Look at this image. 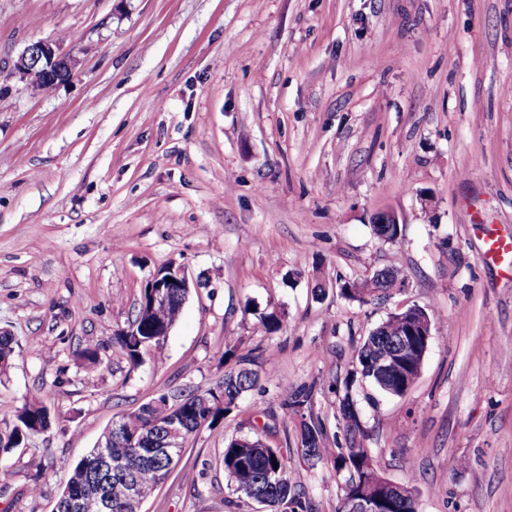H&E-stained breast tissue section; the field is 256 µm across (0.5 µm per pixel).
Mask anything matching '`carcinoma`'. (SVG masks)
<instances>
[{
    "label": "carcinoma",
    "mask_w": 512,
    "mask_h": 512,
    "mask_svg": "<svg viewBox=\"0 0 512 512\" xmlns=\"http://www.w3.org/2000/svg\"><path fill=\"white\" fill-rule=\"evenodd\" d=\"M373 229L377 237L385 242H394L400 235V223L385 224L379 213L374 216ZM401 281L400 270L392 267L374 273L361 283L346 281L339 288L344 297L366 303L387 299ZM187 295L186 290L181 292L171 288L167 303L153 309L149 288L142 290L134 319L112 336V345L121 350L130 366L141 365L147 354L152 355L153 362L161 361V349L167 340L162 332L174 326ZM427 322L430 331L428 340L420 338L405 348L402 347V340L409 335V324L396 316L387 317L360 344L352 376L344 380L343 386L333 388L335 394L341 395L344 445L327 447L326 429L311 412L313 386L302 384L286 391L281 397L283 417L298 424L296 442L302 456L311 461L331 460L336 471L343 473L344 501L356 499L362 493H375L382 481L376 465L366 464L367 449L363 445L365 430L351 397L354 378L371 382L386 395H405L415 381L405 377L404 371L422 366L425 347L432 346L434 341L436 321L429 316ZM14 345L11 334L0 332V375L7 374L10 368ZM384 351L397 353L401 359V364L386 374L377 367L378 354ZM262 355L258 348L245 353L239 352L236 347L228 348L222 353V358L235 361V368L225 372L219 384L205 390H189L173 397L160 394L143 404L139 411L121 416L112 429L104 433L103 442L110 447L112 458L122 461L124 475L135 484L140 500L150 498L167 479L168 460L155 448L164 439L165 427L176 425L186 439L203 427L212 432L218 430L221 420L237 410L242 396L260 387V373L252 365ZM57 421L59 417L51 413L43 401H25L17 411L8 435L0 436V450L18 447L29 438L46 433ZM90 459L88 455L72 467L53 512H72L70 499L78 492L79 480L84 475L81 467ZM222 465L237 493L269 507L270 512H280L283 506L289 512H312L310 497L304 486L293 477L281 449L268 445L260 434L255 432L225 441ZM103 491L111 502V512H130L126 505V484L123 479L111 477L105 480ZM394 503L396 508L391 512H419L416 495L410 488L406 496L395 499Z\"/></svg>",
    "instance_id": "obj_1"
}]
</instances>
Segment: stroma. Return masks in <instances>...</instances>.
I'll list each match as a JSON object with an SVG mask.
<instances>
[{
	"label": "stroma",
	"instance_id": "1",
	"mask_svg": "<svg viewBox=\"0 0 512 512\" xmlns=\"http://www.w3.org/2000/svg\"><path fill=\"white\" fill-rule=\"evenodd\" d=\"M37 40L76 65L36 95L13 63ZM387 209L394 242L371 224ZM493 238H512V0H0V431L33 396L60 416L0 454V512H51L117 415L215 386L234 345L265 350L261 388L187 440L141 512H265L220 463L256 430L313 512H336L333 463L287 445L279 402L313 385L341 435L329 386L405 303L436 336L404 396L353 386L366 448L419 512H512V275L482 262ZM170 264L194 286L161 363L132 368L112 336ZM388 267L406 285L387 301L340 295Z\"/></svg>",
	"mask_w": 512,
	"mask_h": 512
}]
</instances>
